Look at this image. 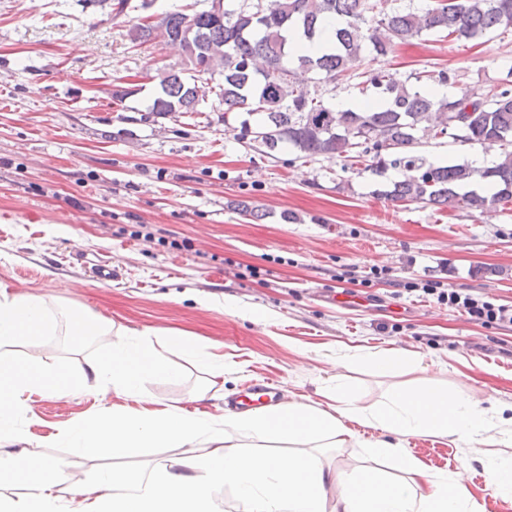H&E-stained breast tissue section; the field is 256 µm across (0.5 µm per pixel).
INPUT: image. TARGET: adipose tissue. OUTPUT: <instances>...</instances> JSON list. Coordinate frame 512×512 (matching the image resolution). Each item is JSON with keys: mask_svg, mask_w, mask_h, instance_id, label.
I'll return each mask as SVG.
<instances>
[{"mask_svg": "<svg viewBox=\"0 0 512 512\" xmlns=\"http://www.w3.org/2000/svg\"><path fill=\"white\" fill-rule=\"evenodd\" d=\"M53 326L44 296L0 292V442L22 438L16 416L29 409L31 395L67 399L94 386L137 398L140 406L76 420L58 433L57 443L83 456L125 457L158 447H177L184 455L146 473L110 470L79 480L30 444L0 457V512H222L218 494L226 488L244 512H466L471 503L457 477H429L404 451L367 446L370 457L399 461L406 476L391 480L366 463L351 472L325 469L314 449L323 440L334 447L347 443L351 420L473 448L512 443V417L495 420L450 387L398 391L368 411L341 380L327 392L325 408L264 406L218 417L191 416L178 406L157 410L143 383L180 377L172 353L194 360L215 379L224 375L223 359L160 329H114L103 318L78 314L71 318V335L101 336L105 343L75 375L44 341ZM241 437L265 447L266 455L244 454ZM14 486L21 494L10 495Z\"/></svg>", "mask_w": 512, "mask_h": 512, "instance_id": "obj_1", "label": "adipose tissue"}]
</instances>
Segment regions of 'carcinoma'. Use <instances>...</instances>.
<instances>
[{
    "mask_svg": "<svg viewBox=\"0 0 512 512\" xmlns=\"http://www.w3.org/2000/svg\"><path fill=\"white\" fill-rule=\"evenodd\" d=\"M388 0H267L224 9V24L208 10L175 12L160 22L139 24L131 41L179 40L192 28L199 74L164 68L149 112L166 117L200 111L208 94L229 114L241 113L239 139L262 155L291 146L303 157L325 155L361 161L375 175L400 168L402 179L382 192L392 202L484 212L512 203V151L482 169L469 164L434 165L413 151L417 145L450 137L463 145L498 142L512 146V71L494 90L467 89L437 97L428 84L446 85L441 69L415 74V82L384 70L359 71L362 54L386 57L399 43L423 35L480 39L512 28V0H435L422 11H386ZM335 21L332 45L320 55L303 52L301 42L320 37ZM302 70L320 83L356 80L353 89L368 103L345 110L328 105L319 89H300Z\"/></svg>",
    "mask_w": 512,
    "mask_h": 512,
    "instance_id": "1",
    "label": "carcinoma"
}]
</instances>
